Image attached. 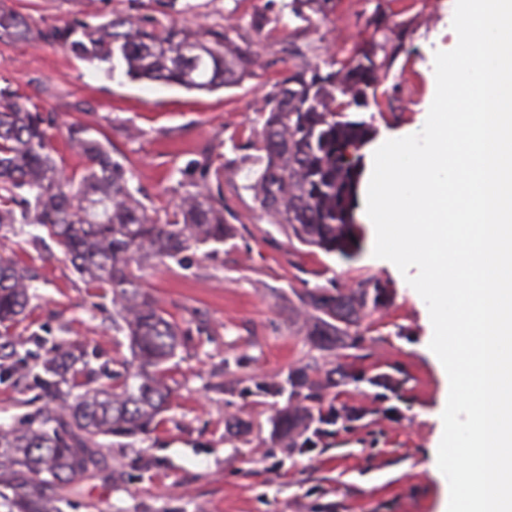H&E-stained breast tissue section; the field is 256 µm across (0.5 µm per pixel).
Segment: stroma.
<instances>
[{
    "mask_svg": "<svg viewBox=\"0 0 512 512\" xmlns=\"http://www.w3.org/2000/svg\"><path fill=\"white\" fill-rule=\"evenodd\" d=\"M95 3L101 13L132 12L130 0H7L36 24H64ZM177 25L229 30L258 52L252 76L239 86L188 91L130 82L69 52L32 42L0 41V86L12 85L57 112L55 141L67 169L83 164L70 148L66 124L82 123L106 140L134 173L146 204L172 214L188 191L182 170L202 158L224 170V209L232 230L224 243L189 252L181 263L147 264L138 272L150 294L185 332L167 365L172 389L164 420L150 432L103 441L95 477L68 493L62 512H439L445 483L433 468L439 411L449 383L423 351L426 303L387 260L374 257L375 232L362 227V249L343 259L305 246L269 216L245 188L256 169L253 104L285 67L288 40L311 45L312 61L340 59L371 41L374 13L389 16L405 50L387 76L380 106L351 111L378 134L365 149L419 132L436 91L434 56L453 48L455 0H334L307 21L278 22L276 0H188ZM269 19L255 33L253 17ZM0 254L35 274L36 291L9 340L46 354L54 345L83 352L78 381H111L129 360L127 339L112 328V296L88 286L52 240L33 243L27 229L0 231ZM379 281L385 308L367 314L364 364L402 378L395 414L376 388L348 385L324 393L321 406L366 409L353 432H331L318 448L289 451L276 434L288 405V374L310 361L327 372L343 361L336 349L313 353L311 318L298 296L316 288ZM38 388L20 375L0 378V425L43 406Z\"/></svg>",
    "mask_w": 512,
    "mask_h": 512,
    "instance_id": "stroma-1",
    "label": "stroma"
}]
</instances>
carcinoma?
Here are the masks:
<instances>
[{"label": "carcinoma", "instance_id": "1", "mask_svg": "<svg viewBox=\"0 0 512 512\" xmlns=\"http://www.w3.org/2000/svg\"><path fill=\"white\" fill-rule=\"evenodd\" d=\"M153 15L84 12L63 25L34 27L23 14L0 5V40L32 41L60 47L76 58L121 71L131 81L148 80L186 90L213 91L240 84L256 66L254 44L236 42L228 30L191 32L165 24L157 15L177 11L180 0H147ZM329 0H281L280 17L308 19ZM388 39L372 40L342 60L321 66L304 62L286 67L265 92L258 111L257 150L261 168L248 178L252 192L273 224L288 228L301 243L327 254L353 257L362 234L357 222L358 190L365 170L363 149L373 127L348 112L379 105L377 90L401 51ZM56 116L32 97L0 88V230L28 224L53 240L93 288L112 294V327L125 334L131 359L120 383L100 384L74 395L62 388L67 376L84 373L79 357L60 352L41 363L0 343V368L26 371L46 392L48 402L20 427L0 426V495L5 512H59L55 503L73 484L100 470L106 437H132L160 422L169 387L163 365L182 335L144 293L133 266L179 262L194 247L221 244L224 222L220 173L209 161L182 171L193 190L173 217L161 218L131 188L132 173L101 140L79 123L68 140L84 159L80 172L60 165L53 143ZM34 287L32 271L0 256V327L7 330L25 312ZM314 314L309 336L318 351L358 349V331L369 309L388 299L379 282L355 288L323 289L298 295ZM291 391L280 426L288 447L308 451L334 427L352 432L368 411L343 404L317 412L307 406L332 388L365 383L399 395L401 382L370 373L362 356L349 354L321 376L309 366L288 374Z\"/></svg>", "mask_w": 512, "mask_h": 512}]
</instances>
